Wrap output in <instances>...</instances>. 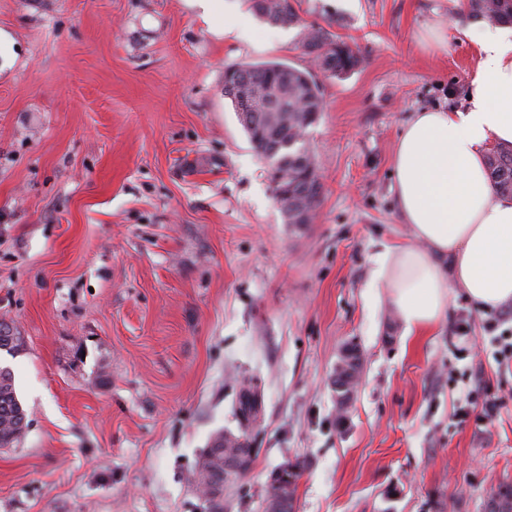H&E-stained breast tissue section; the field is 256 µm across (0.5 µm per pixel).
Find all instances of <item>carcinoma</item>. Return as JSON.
Masks as SVG:
<instances>
[{
	"instance_id": "1",
	"label": "carcinoma",
	"mask_w": 512,
	"mask_h": 512,
	"mask_svg": "<svg viewBox=\"0 0 512 512\" xmlns=\"http://www.w3.org/2000/svg\"><path fill=\"white\" fill-rule=\"evenodd\" d=\"M286 0H246L248 10L259 20L277 23ZM288 26L299 28V44L305 53L322 70L332 65L336 75H346L362 63V57L345 41L329 29L318 26H303L295 5L288 6ZM468 17L474 21L491 25H512V0H467ZM278 61L257 65H242L240 86L250 98L261 102L256 109L255 125L271 131L268 137H259L246 129L253 149L273 169L288 177L293 187L288 197L278 201L279 206H288V212L300 211L314 219L319 206L323 185L319 170L307 146L308 129L317 119L315 112H322L321 89L316 80L309 83H284L276 72ZM489 179L503 196H512V144L498 145L487 155L485 161ZM257 394L251 383L241 382L238 414L240 434L230 431L217 432L213 442L224 447L221 454L209 460H199L197 473L205 491L206 509L209 512H224L223 495L210 488V475L224 470V459L232 460L235 471L248 468L253 454L248 441L244 440L246 429L255 419ZM27 414L20 403L11 371L0 367V448H12L20 443ZM296 479L300 475V464L285 462L281 474L272 478L267 491V502L278 495L283 476ZM488 512H512V486L503 485L490 497Z\"/></svg>"
}]
</instances>
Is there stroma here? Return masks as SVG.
Masks as SVG:
<instances>
[{
  "instance_id": "35a3bbf8",
  "label": "stroma",
  "mask_w": 512,
  "mask_h": 512,
  "mask_svg": "<svg viewBox=\"0 0 512 512\" xmlns=\"http://www.w3.org/2000/svg\"><path fill=\"white\" fill-rule=\"evenodd\" d=\"M209 27L191 0H0V320L28 428L0 448V512H206L192 482L219 430L258 393L248 469L224 512H265L272 472L303 465L293 512H487L512 485V369L491 315L451 289L444 320L405 336L375 272L409 242L394 193L403 125L457 109L476 65L457 0H299L362 57L317 69L296 29L244 0ZM448 25L447 54L414 42ZM310 70L324 110L308 133L323 192L290 224L231 101V65ZM466 323V334L457 326ZM362 359L346 417L334 375ZM494 422L458 421L477 381Z\"/></svg>"
}]
</instances>
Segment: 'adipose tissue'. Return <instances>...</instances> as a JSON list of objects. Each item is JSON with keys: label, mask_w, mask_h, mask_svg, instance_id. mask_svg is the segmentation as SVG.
I'll return each instance as SVG.
<instances>
[{"label": "adipose tissue", "mask_w": 512, "mask_h": 512, "mask_svg": "<svg viewBox=\"0 0 512 512\" xmlns=\"http://www.w3.org/2000/svg\"><path fill=\"white\" fill-rule=\"evenodd\" d=\"M477 63L466 105L414 113L399 135L394 191L409 244L376 272L414 335L445 316L451 288L480 310L512 302V198L487 175L490 143L512 142V28H470Z\"/></svg>", "instance_id": "ef3b65f1"}]
</instances>
